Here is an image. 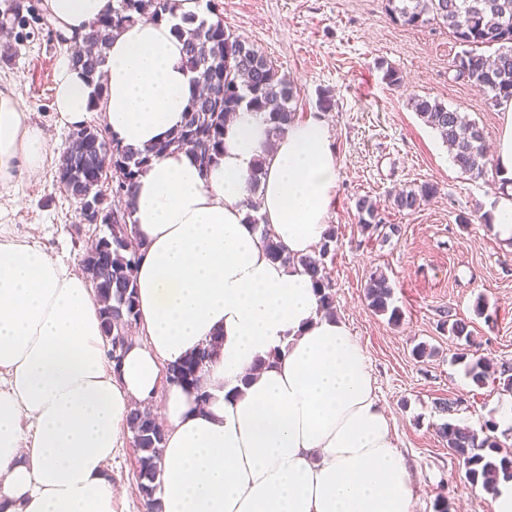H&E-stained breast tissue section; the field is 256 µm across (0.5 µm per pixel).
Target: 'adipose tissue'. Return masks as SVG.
I'll use <instances>...</instances> for the list:
<instances>
[{
	"label": "adipose tissue",
	"mask_w": 512,
	"mask_h": 512,
	"mask_svg": "<svg viewBox=\"0 0 512 512\" xmlns=\"http://www.w3.org/2000/svg\"><path fill=\"white\" fill-rule=\"evenodd\" d=\"M207 0L121 27L104 90L64 63L54 108L78 126L101 112L111 138L142 149L180 127L198 74L173 28L210 20ZM67 38L111 15L115 0H44ZM241 105L224 151L200 169L176 150L139 175L131 211L145 245L137 270L143 340L120 366L105 357L85 275L0 229V512H118L126 489L106 467L124 446L133 403L164 395L156 512H414L411 473L347 324L325 314L301 266L271 260L262 230L289 253H313L328 229L338 161L316 115L276 141ZM45 131L0 88V189L37 174ZM261 225L246 205L255 163ZM223 344L206 365L208 399L163 387L167 364ZM265 368H258V360Z\"/></svg>",
	"instance_id": "obj_1"
}]
</instances>
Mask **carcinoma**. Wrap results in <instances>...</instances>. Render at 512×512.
I'll use <instances>...</instances> for the list:
<instances>
[{"instance_id": "obj_1", "label": "carcinoma", "mask_w": 512, "mask_h": 512, "mask_svg": "<svg viewBox=\"0 0 512 512\" xmlns=\"http://www.w3.org/2000/svg\"><path fill=\"white\" fill-rule=\"evenodd\" d=\"M385 5L388 12L404 25L435 24L447 28L460 44L467 47L456 64V78L484 88L491 93V102L495 105L512 99V0H385ZM175 7L176 0H117L111 16L97 21L81 40L74 41L70 61L84 70L97 89H102V65L106 59V41L102 33L141 19L157 20L173 12ZM30 11V6L21 0L4 4L0 11V31L17 40L29 37L25 29L29 25ZM175 34L183 41L187 63L198 72L203 85V93L188 107L184 123L176 134L143 150L114 143L112 153L106 156L98 153L97 147L103 139L102 130L80 125L75 128L76 134L63 153L56 172V176L67 179L68 191L79 204L86 197L96 195L90 178L103 162L112 164V171L125 178L124 182L112 185V196L121 205L112 211L109 234L102 238L110 254L109 265L102 267L90 259L81 262L83 272L94 288L103 329L109 320L115 327L131 320L138 321L136 271L142 258V244L132 231L130 205L137 178L151 159L173 147L189 146L201 167L210 166L224 149L226 122L246 98L253 108L269 110L270 132L275 135L284 134L296 117L290 106L294 92L288 77L254 44L226 30L221 17L197 25L194 19L185 17L183 25L175 27ZM494 45L497 46L494 53L483 51V48ZM412 107L439 134L462 172L478 177L484 174L490 159L483 143V132L474 122L436 99L418 97L413 99ZM437 193V185L424 182L398 191L392 197V204L399 211H414ZM357 210L363 215L360 219L363 229L375 233L387 228L392 233L397 232L396 226L383 224L369 199H359ZM335 238L336 229L331 224L317 250L297 258L270 235H264L271 259L285 265H299L310 274L330 314L336 312V307L324 259ZM392 296L393 288L384 275L370 277L365 288L368 306L377 313L389 314V320L397 322L400 312L392 305ZM442 325L448 326V333L457 338L471 336L468 322L451 314ZM220 345V337L216 336L208 346L171 365L175 377L167 382L204 396L200 389L201 373ZM158 420L150 406L138 405L131 410L126 423L136 454L137 489L149 512H154L153 495L161 474L165 440ZM495 428V423H486L485 430L489 435L480 438L467 426L446 423L441 427L448 450L464 468L467 481L492 495L496 493L500 479H512V458L495 456L498 445L490 436Z\"/></svg>"}]
</instances>
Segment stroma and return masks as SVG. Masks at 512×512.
<instances>
[{
  "mask_svg": "<svg viewBox=\"0 0 512 512\" xmlns=\"http://www.w3.org/2000/svg\"><path fill=\"white\" fill-rule=\"evenodd\" d=\"M227 30L264 52L290 79L293 105L307 115L323 96V112L339 163L330 221L336 240L325 259L343 319L363 349L377 394L396 431V444L413 479L415 512H436L447 497L449 512H494L491 494L472 487L439 434L450 422L483 428L512 393L499 380H475L455 355L472 347L477 356L512 363V243L495 236L487 216L501 192L500 174L462 173L436 131L414 111V97H428L464 113L494 145L505 114L473 83L456 79L463 51L447 29L410 27L395 21L385 0H218ZM27 39L14 42L9 63H0V86L46 132L50 145L36 177L18 176L0 191V226L50 256L77 264L88 231H77L79 209L59 187L56 171L68 146L69 126L53 107L55 80L71 56L69 42L44 9H37ZM398 71L392 86L384 68ZM321 111V110H320ZM423 182L437 195L413 212L391 204L396 191ZM376 203L399 233L386 237L362 230L356 203ZM384 274L399 322L373 311L364 288ZM464 318L470 340L448 335L445 312ZM420 343L434 354L415 358ZM451 398V412L436 401Z\"/></svg>",
  "mask_w": 512,
  "mask_h": 512,
  "instance_id": "stroma-1",
  "label": "stroma"
}]
</instances>
